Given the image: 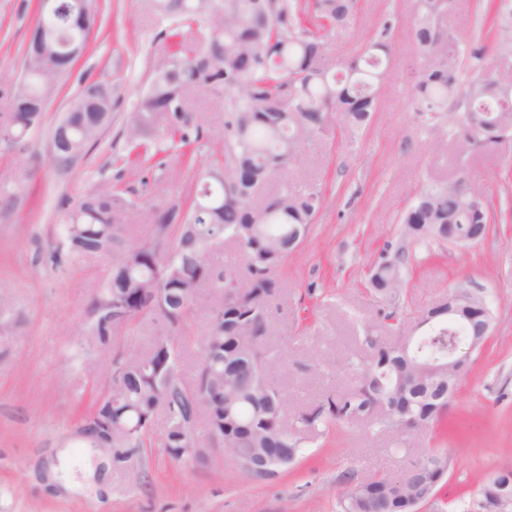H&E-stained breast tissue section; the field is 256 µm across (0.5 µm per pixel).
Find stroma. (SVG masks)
<instances>
[{
    "instance_id": "obj_1",
    "label": "stroma",
    "mask_w": 512,
    "mask_h": 512,
    "mask_svg": "<svg viewBox=\"0 0 512 512\" xmlns=\"http://www.w3.org/2000/svg\"><path fill=\"white\" fill-rule=\"evenodd\" d=\"M103 29L87 56L55 94L43 127L28 148L0 155V180L19 184L17 198L0 207V292L15 315L0 330V512H340L346 486L397 476L410 450L448 451L453 467L421 512H482L479 487L512 468V212L476 248L419 250L406 272L402 303L418 319L462 284L490 296L495 319L483 348L471 356L456 398L448 406V434L428 428L403 432L376 425H329L302 457L273 482L247 478L230 460L174 462L159 445L143 464L87 476V449L66 441L101 380L110 353L85 348L77 329L111 269L108 255L55 265L51 253L68 202L112 186L129 190L142 206L174 196L178 172L129 174L117 179L115 160L125 117L148 88L167 42L149 0H99ZM398 9L389 80L370 127L357 136L336 132L300 144L288 169L297 189L316 187L325 198L311 234L286 260L282 295L272 314L270 341L281 355L275 375L288 396V420L356 383L349 360L368 353L365 328L379 323L381 302L367 289V270L393 241L400 211L427 180H464L476 193L512 197V141L493 149L438 146L418 122L412 85L423 60L410 37V0H360L353 29L332 36L322 60L338 70L358 54L382 15ZM35 24L28 0H0V113L12 109L23 53ZM112 89V123L99 145L71 167L53 160L49 128L79 89L78 73ZM195 114L211 131L209 151L224 147V98L199 94Z\"/></svg>"
}]
</instances>
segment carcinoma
<instances>
[{"mask_svg":"<svg viewBox=\"0 0 512 512\" xmlns=\"http://www.w3.org/2000/svg\"><path fill=\"white\" fill-rule=\"evenodd\" d=\"M36 0L37 20L25 48L27 58L38 34L47 31L51 52L65 64L57 75L35 65L13 90V108L0 121V148L22 152L28 132L42 123L47 86L58 88L97 37L96 17L77 26L74 13L85 0ZM166 22L160 34L171 50L153 65V77L125 120L126 162L164 171L179 170L186 193L152 205L146 217L149 239L133 244L127 226L140 211L119 189L91 190L80 197L60 227L52 258L112 255V271L89 306L78 330L88 345L112 351L107 371L120 370L106 408L112 412V466L141 458L151 427L166 420L162 448L195 446L224 449V457L244 461L245 474L271 480L288 471L302 453L303 431L329 424L382 420L401 430L429 426L446 433L448 402L460 373L448 368V354L461 341L483 344L492 323L490 300L463 286L451 290L480 308L483 316L453 323L443 308L429 309L425 330L415 332L402 313L408 281L404 271L419 246L469 247L480 243L497 217L487 200L460 181L432 180L403 209L395 240L368 271L369 291L384 302L392 343L367 331L371 355L356 367L357 385L304 413L300 426L286 420V399L271 372L276 353L268 346L270 314L280 296L275 273L301 248L323 206L314 187L303 192L276 190L297 146L331 128L351 132L369 127L378 112L391 60L390 25L364 45L339 72L320 66L327 39L355 23L359 0H152ZM477 37L496 47L482 54L481 70L462 79L461 39L444 27L458 0H414L411 38L425 60L413 85L417 120L438 139L444 126L460 128L463 145L494 146L512 140V0H482ZM203 21L200 36L185 39L182 28ZM251 60L247 69L244 58ZM99 85L85 80L63 118L50 132L55 138L68 124L72 147L53 154L70 165L101 140L112 117V96L90 101ZM224 96V153L205 170L197 151L207 145L203 125L191 111L195 95ZM234 243L239 265L220 266L213 254ZM147 246L158 253L155 265L138 262ZM125 288H138L139 313L113 314V301ZM209 296L208 332L196 340L200 360L194 379L182 377V355L191 341L195 306ZM157 324L148 347L136 351L126 337ZM100 404L94 399L81 414L85 448L99 445ZM204 419L205 441L197 435ZM452 464L446 452L420 448L410 456L401 479L373 477L351 484L340 499L341 512H413L435 497Z\"/></svg>","mask_w":512,"mask_h":512,"instance_id":"1","label":"carcinoma"}]
</instances>
